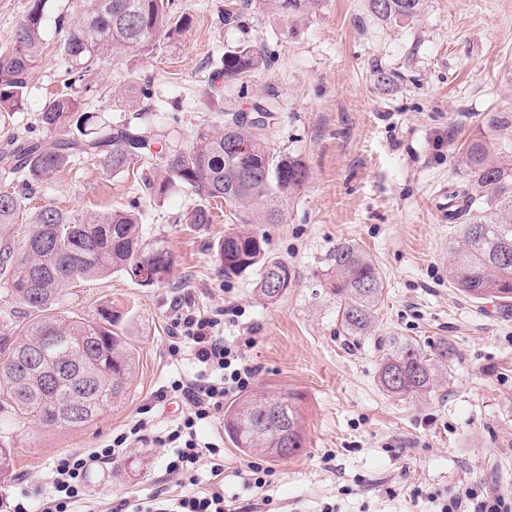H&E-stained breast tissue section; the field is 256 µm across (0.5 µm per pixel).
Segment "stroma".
<instances>
[{
	"instance_id": "35a3bbf8",
	"label": "stroma",
	"mask_w": 512,
	"mask_h": 512,
	"mask_svg": "<svg viewBox=\"0 0 512 512\" xmlns=\"http://www.w3.org/2000/svg\"><path fill=\"white\" fill-rule=\"evenodd\" d=\"M192 22L146 52L116 49L87 79L81 100L115 119L118 91L150 80V102L176 142L216 120L219 98L241 107L274 98L273 147L300 159L306 183L284 201L278 223L264 225L270 254L288 263L294 282L276 303L261 300L252 277L224 279L215 245L237 222L231 213L194 228L181 221L196 197L177 189L162 201L136 199L134 181L77 158L24 201V221L0 225V240L21 246L26 221L41 207L106 211L138 203L145 240L163 241L174 269L167 284L142 287L115 273L65 290L61 310L92 318L103 305L135 348L136 377L122 403L93 423L58 429L28 420L4 434L14 452L0 499L25 484L33 499L50 490L58 458L109 443L138 422L148 433L117 465L86 482L90 499H145L161 488L163 451L153 436L182 405L158 394L195 364L168 354L178 309L224 312L226 340L255 369L250 394L289 398L305 444L286 459L263 458L266 498L246 489L248 461L226 442L223 417L203 431L224 444V495L235 512H438L440 500L479 482L512 493V302H475L448 281L456 225L438 222L435 205L467 181L455 154L485 134L494 153L512 156V0H426L412 20L383 25L367 0H318L301 16L279 0H176ZM238 17L223 22L225 8ZM60 36L47 23L46 48L23 110L0 112V148L11 135L44 136L38 114L64 93ZM252 46L261 62L244 84L210 77L225 50ZM382 67L399 73L388 90L373 83ZM352 241L380 268L383 301L372 339L337 336L317 274L336 243ZM408 336L458 353L435 392L400 400L377 382L378 339Z\"/></svg>"
}]
</instances>
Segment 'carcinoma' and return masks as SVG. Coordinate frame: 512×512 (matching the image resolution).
<instances>
[{"instance_id": "cac0c4a2", "label": "carcinoma", "mask_w": 512, "mask_h": 512, "mask_svg": "<svg viewBox=\"0 0 512 512\" xmlns=\"http://www.w3.org/2000/svg\"><path fill=\"white\" fill-rule=\"evenodd\" d=\"M424 0H368L377 21L388 24L420 15ZM173 0H79L77 10L60 13L56 27L65 31L59 50L68 63L70 92L46 101L39 123L44 137H21L0 152V224H14L22 215L26 190L52 181L75 157H89L114 175L138 164L154 170L141 190L153 201L174 188L201 200L184 216L185 223H213L211 202L230 208H266L264 218L277 216L276 202L306 179L304 164L271 148L269 123L258 129L240 120L233 104L220 119L196 130L194 142L178 144L145 105L153 96L151 82H133L118 96L119 105L135 113L113 122L81 103L79 88L88 73L112 49L147 51L170 39ZM51 0H31L26 16L14 28L9 47L0 54V112H17L26 102L33 74L43 52ZM259 65L251 47L224 51L216 77L224 86L245 79ZM467 184L452 195L463 218L452 247L448 280L473 301L512 300V166L493 158L487 141L477 137L460 146ZM224 277L255 274L259 297L276 302L292 287L288 264L271 256L266 235L255 228L233 229L216 243ZM146 269L156 284L172 270L162 242L144 240L139 214L117 208L73 214L44 207L32 218L23 245L0 246V283L31 319L15 341L0 338V413L9 408L17 419L60 429L93 421L102 407L125 399L134 379V348L120 336L112 306L92 320L59 311L64 288H74L121 272L135 279ZM384 281L380 269L352 242L336 245L331 266L323 274L322 294L330 303V319L339 335L359 341L371 335ZM44 350L34 368L28 353ZM378 384L401 400L427 395L439 386L456 351L444 342L429 352L406 336L377 341ZM112 390V399L97 390ZM224 432L246 455L286 459L304 445L296 412L280 398L245 395L224 409Z\"/></svg>"}]
</instances>
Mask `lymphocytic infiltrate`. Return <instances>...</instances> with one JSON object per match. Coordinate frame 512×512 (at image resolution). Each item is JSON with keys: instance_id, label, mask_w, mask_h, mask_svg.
<instances>
[{"instance_id": "1", "label": "lymphocytic infiltrate", "mask_w": 512, "mask_h": 512, "mask_svg": "<svg viewBox=\"0 0 512 512\" xmlns=\"http://www.w3.org/2000/svg\"><path fill=\"white\" fill-rule=\"evenodd\" d=\"M176 336L169 345L171 357L189 356L197 366L194 376L174 381L173 395L188 410L155 436L164 448V475L175 480L178 494L119 501L112 510L87 498L90 472L118 464L132 442L140 440V426L118 434L110 444L57 460L51 475L50 495L30 506L27 498L14 501L12 512H229L224 498V450L215 441L202 440L200 429L223 410L226 397L245 390L255 370L247 365L238 345L227 342L221 321L195 313L179 314Z\"/></svg>"}]
</instances>
